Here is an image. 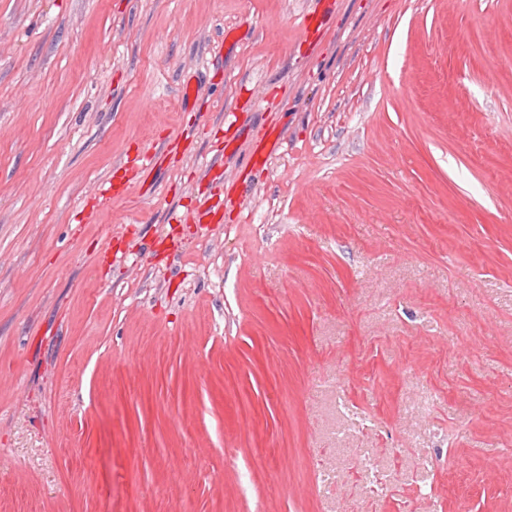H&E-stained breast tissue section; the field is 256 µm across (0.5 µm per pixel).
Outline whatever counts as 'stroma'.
Instances as JSON below:
<instances>
[{
	"instance_id": "35a3bbf8",
	"label": "stroma",
	"mask_w": 512,
	"mask_h": 512,
	"mask_svg": "<svg viewBox=\"0 0 512 512\" xmlns=\"http://www.w3.org/2000/svg\"><path fill=\"white\" fill-rule=\"evenodd\" d=\"M0 512H512V0H0Z\"/></svg>"
}]
</instances>
